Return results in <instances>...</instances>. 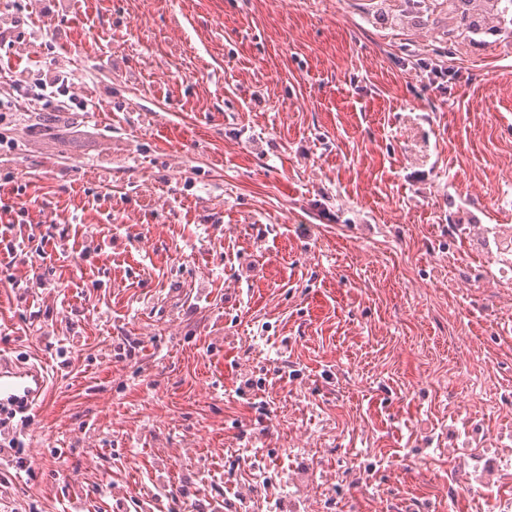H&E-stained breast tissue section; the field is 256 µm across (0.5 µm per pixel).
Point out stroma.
I'll list each match as a JSON object with an SVG mask.
<instances>
[{
	"instance_id": "obj_1",
	"label": "stroma",
	"mask_w": 512,
	"mask_h": 512,
	"mask_svg": "<svg viewBox=\"0 0 512 512\" xmlns=\"http://www.w3.org/2000/svg\"><path fill=\"white\" fill-rule=\"evenodd\" d=\"M378 2L11 0L99 109L0 123V353L50 376L0 512H496L448 451L512 447V38Z\"/></svg>"
}]
</instances>
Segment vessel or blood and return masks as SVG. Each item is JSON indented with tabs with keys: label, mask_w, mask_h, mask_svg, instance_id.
Listing matches in <instances>:
<instances>
[{
	"label": "vessel or blood",
	"mask_w": 512,
	"mask_h": 512,
	"mask_svg": "<svg viewBox=\"0 0 512 512\" xmlns=\"http://www.w3.org/2000/svg\"><path fill=\"white\" fill-rule=\"evenodd\" d=\"M49 391V373L40 363L0 354V420L35 410Z\"/></svg>",
	"instance_id": "obj_1"
}]
</instances>
